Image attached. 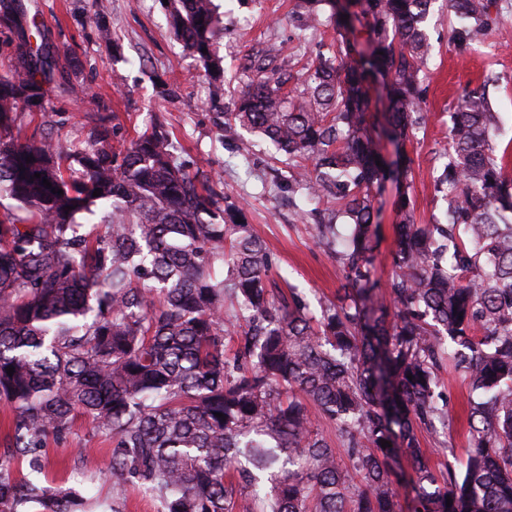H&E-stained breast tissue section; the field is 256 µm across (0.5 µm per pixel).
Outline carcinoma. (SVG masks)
I'll return each instance as SVG.
<instances>
[{
    "label": "carcinoma",
    "mask_w": 512,
    "mask_h": 512,
    "mask_svg": "<svg viewBox=\"0 0 512 512\" xmlns=\"http://www.w3.org/2000/svg\"><path fill=\"white\" fill-rule=\"evenodd\" d=\"M168 2L176 38L220 96L213 0ZM431 3L298 0L305 26L328 15L336 51L287 91L278 45L247 55L253 79L224 113V138L259 133L288 155L291 183L328 203L316 230L347 288L316 307L297 288L280 291L239 207L176 153L163 124L126 142L108 112L78 142L27 134L19 113L53 77L46 34L30 33L40 44L0 76V191L13 201L0 219V406L10 414L0 512H85L79 492L40 479L47 440L67 437L78 414L112 439L116 488L142 487L157 512H402L401 455L415 472L411 512H512V174L492 140L498 114L484 88L461 95L434 184L447 209L430 224L415 223L411 159L391 167L368 119L379 75L382 135L403 143L425 123ZM491 3L448 0L459 52L488 25ZM350 4L366 20V58L347 36ZM20 11L21 0H0L1 23ZM391 178L400 221L388 303L376 308L374 201ZM447 367L468 387V445L437 475L418 432L451 448ZM19 463L29 478L16 476Z\"/></svg>",
    "instance_id": "cac0c4a2"
}]
</instances>
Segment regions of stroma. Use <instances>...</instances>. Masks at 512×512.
I'll return each mask as SVG.
<instances>
[{
    "label": "stroma",
    "mask_w": 512,
    "mask_h": 512,
    "mask_svg": "<svg viewBox=\"0 0 512 512\" xmlns=\"http://www.w3.org/2000/svg\"><path fill=\"white\" fill-rule=\"evenodd\" d=\"M214 2L222 18L215 49L224 66V99L217 106L199 61L175 37L164 0H25L28 17L48 28L58 66L87 95H70L60 82H52L45 87L41 110L21 113L19 121L65 139H82L98 105L104 104L119 113L120 134L129 140L154 115L164 116L185 156L202 175L221 181L229 202L241 208L244 222L273 255L271 278L281 288L303 290L313 301L335 299L346 284L345 274L319 243L313 221L304 219L312 204L289 187L285 154L256 133H244L240 147L225 142L221 134L225 111L232 109L237 92L249 80L242 67L244 55L272 40L282 45L289 70L297 71L320 45L332 43L333 26L303 27L292 14L295 0ZM455 24L445 0H436L427 21L433 49L421 103L426 122L406 144L414 171V215L420 224L431 223L440 213L433 181L448 154L449 114L465 90L488 86L499 117L494 140L512 159V0H494L489 25L468 53H458L450 40ZM103 27L111 31V43L100 40ZM173 76L179 80L175 95L162 97L163 83ZM397 196L390 184L376 199L380 245L372 275L383 284L391 276ZM442 379L454 414L453 447L441 448L433 435L420 434L429 464L438 471L449 460L462 458L467 445V385L448 373ZM111 447V439L96 433L88 417L76 416L66 439L49 440L43 475L82 491L89 512H112V480L105 471Z\"/></svg>",
    "instance_id": "obj_1"
}]
</instances>
